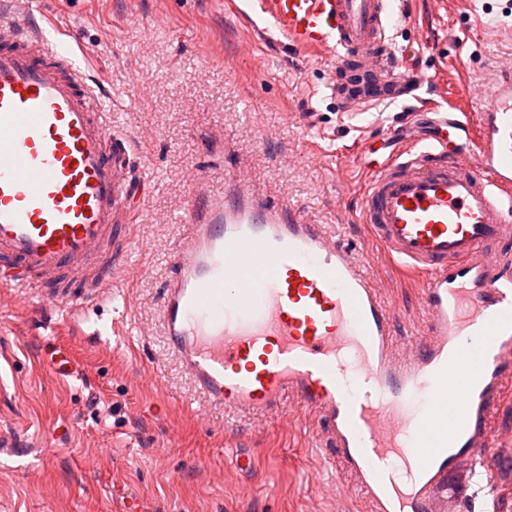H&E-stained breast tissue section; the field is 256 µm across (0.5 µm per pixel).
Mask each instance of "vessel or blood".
Wrapping results in <instances>:
<instances>
[{"label": "vessel or blood", "instance_id": "b4317fda", "mask_svg": "<svg viewBox=\"0 0 512 512\" xmlns=\"http://www.w3.org/2000/svg\"><path fill=\"white\" fill-rule=\"evenodd\" d=\"M34 2L0 0V288L71 319L124 295L145 180ZM248 7L289 51L333 62L347 117L414 97L387 35L394 0ZM499 71L477 123L446 112L426 135L405 117L396 154L367 173L360 219L422 284L425 322L404 356L367 265L246 174L219 193L196 178L162 290L168 345L210 405L266 415L297 398L371 512H445L449 474L476 460L496 471L512 383V54ZM50 364L77 371L68 345Z\"/></svg>", "mask_w": 512, "mask_h": 512}]
</instances>
